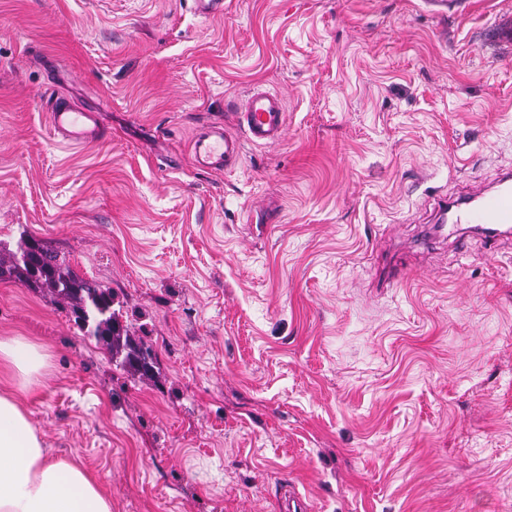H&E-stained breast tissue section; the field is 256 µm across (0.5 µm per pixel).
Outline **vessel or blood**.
I'll list each match as a JSON object with an SVG mask.
<instances>
[{
	"instance_id": "b4317fda",
	"label": "vessel or blood",
	"mask_w": 512,
	"mask_h": 512,
	"mask_svg": "<svg viewBox=\"0 0 512 512\" xmlns=\"http://www.w3.org/2000/svg\"><path fill=\"white\" fill-rule=\"evenodd\" d=\"M54 134L73 144L90 143L102 135L98 114L55 98L48 109ZM237 132L219 126H208L191 140V152L199 169L221 172L238 164L244 143L267 146L281 140L286 124L282 98L267 90H253L236 105ZM441 216L452 224L493 225L488 247H496L498 230L512 225V175L504 174L491 187L458 197H441L437 203Z\"/></svg>"
}]
</instances>
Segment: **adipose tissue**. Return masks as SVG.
Masks as SVG:
<instances>
[{"label":"adipose tissue","mask_w":512,"mask_h":512,"mask_svg":"<svg viewBox=\"0 0 512 512\" xmlns=\"http://www.w3.org/2000/svg\"><path fill=\"white\" fill-rule=\"evenodd\" d=\"M47 366L41 347L22 336L0 339V372L15 382L0 393V512H112L97 475L66 460L52 461L20 404Z\"/></svg>","instance_id":"1"}]
</instances>
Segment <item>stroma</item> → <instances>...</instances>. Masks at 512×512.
I'll list each match as a JSON object with an SVG mask.
<instances>
[{
  "instance_id": "obj_1",
  "label": "stroma",
  "mask_w": 512,
  "mask_h": 512,
  "mask_svg": "<svg viewBox=\"0 0 512 512\" xmlns=\"http://www.w3.org/2000/svg\"><path fill=\"white\" fill-rule=\"evenodd\" d=\"M512 0H0V254L112 289L158 374L134 380L46 290L0 279V336L50 460L112 512H512V239L436 200L512 169ZM279 94L283 138L223 173L189 142ZM63 97L108 131L61 142ZM411 265L382 284L387 260Z\"/></svg>"
}]
</instances>
